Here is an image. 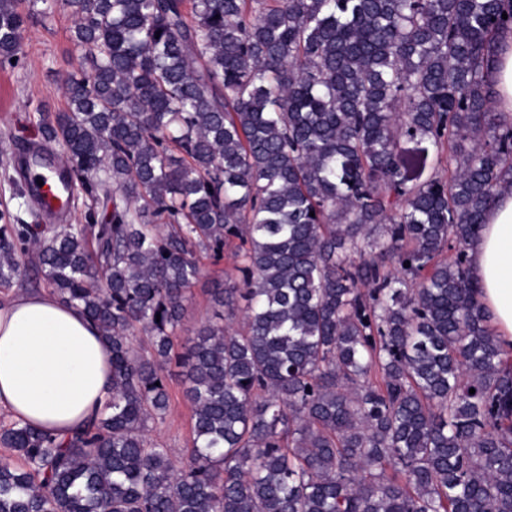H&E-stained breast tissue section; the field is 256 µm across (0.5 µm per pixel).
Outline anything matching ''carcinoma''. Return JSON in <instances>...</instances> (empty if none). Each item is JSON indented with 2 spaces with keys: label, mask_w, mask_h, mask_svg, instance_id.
Returning <instances> with one entry per match:
<instances>
[{
  "label": "carcinoma",
  "mask_w": 512,
  "mask_h": 512,
  "mask_svg": "<svg viewBox=\"0 0 512 512\" xmlns=\"http://www.w3.org/2000/svg\"><path fill=\"white\" fill-rule=\"evenodd\" d=\"M60 6L78 71L34 153L85 223L1 211L0 288L81 308L112 397L65 442L0 427V512H512V349L467 256L512 194V0H0V68ZM228 249L242 278L175 351L198 254ZM173 361L177 473L144 435ZM495 59L497 109L512 116V32L500 33L492 45Z\"/></svg>",
  "instance_id": "obj_1"
}]
</instances>
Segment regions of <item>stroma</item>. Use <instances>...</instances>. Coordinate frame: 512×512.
<instances>
[{"label": "stroma", "instance_id": "1", "mask_svg": "<svg viewBox=\"0 0 512 512\" xmlns=\"http://www.w3.org/2000/svg\"><path fill=\"white\" fill-rule=\"evenodd\" d=\"M72 16L63 9L37 21L27 30L23 55L15 67L0 69V209L29 219L30 201L13 196L3 176L12 171L22 146L38 139L36 124L40 113L64 109L60 78L77 65L70 41ZM202 269L191 290L186 314L179 331L181 338L195 336L197 330L213 320L216 306L211 297L215 284L232 270L231 258L213 262L201 256ZM170 395L164 418L149 421L145 435L149 441L169 449L174 461H181L192 438L193 407L184 395L180 370L169 365L166 371Z\"/></svg>", "mask_w": 512, "mask_h": 512}]
</instances>
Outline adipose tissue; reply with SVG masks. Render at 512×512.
I'll return each mask as SVG.
<instances>
[{"label":"adipose tissue","instance_id":"obj_1","mask_svg":"<svg viewBox=\"0 0 512 512\" xmlns=\"http://www.w3.org/2000/svg\"><path fill=\"white\" fill-rule=\"evenodd\" d=\"M492 53L497 109L512 116V32ZM467 254L497 336L512 347V194L487 211ZM111 388L112 349L80 308L43 291L0 296V411L65 439L99 416Z\"/></svg>","mask_w":512,"mask_h":512}]
</instances>
